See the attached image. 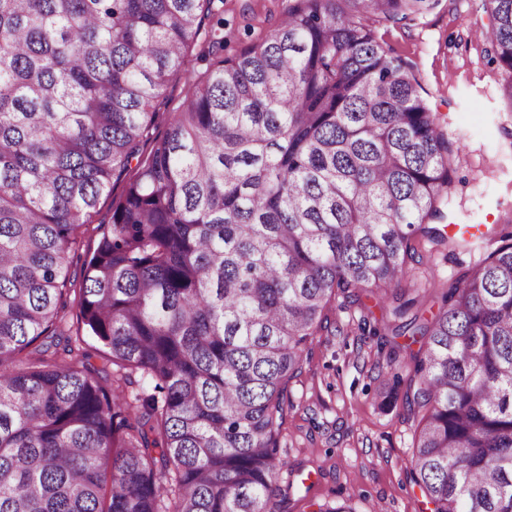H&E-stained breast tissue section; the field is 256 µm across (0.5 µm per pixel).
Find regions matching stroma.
<instances>
[{
    "label": "stroma",
    "mask_w": 512,
    "mask_h": 512,
    "mask_svg": "<svg viewBox=\"0 0 512 512\" xmlns=\"http://www.w3.org/2000/svg\"><path fill=\"white\" fill-rule=\"evenodd\" d=\"M242 0H224V52L232 55L273 28L288 0H251L259 17L245 28ZM485 15L479 0H440L414 20L381 21L372 29L392 56L411 62L432 111L445 121L450 140L463 146L453 163L448 224L512 225V102L502 87L512 74L488 62L484 44L470 31ZM207 64L191 60L165 90L167 105L151 129L163 135L190 84ZM124 181L103 194L78 238V256L92 252L112 215ZM484 239L472 247L421 242V262L413 264L418 284H451L495 248ZM393 323L375 298L365 306L336 297L329 326L313 337L301 374L288 385V407L279 428V454L288 466L279 485L284 512H314L315 505L346 504L354 512H429L411 478L408 459L416 424L402 402L387 392L398 370L390 346L361 334L365 313Z\"/></svg>",
    "instance_id": "stroma-1"
}]
</instances>
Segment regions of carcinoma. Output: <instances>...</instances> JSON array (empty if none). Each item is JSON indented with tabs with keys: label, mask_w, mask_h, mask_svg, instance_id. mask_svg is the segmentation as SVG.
Listing matches in <instances>:
<instances>
[{
	"label": "carcinoma",
	"mask_w": 512,
	"mask_h": 512,
	"mask_svg": "<svg viewBox=\"0 0 512 512\" xmlns=\"http://www.w3.org/2000/svg\"><path fill=\"white\" fill-rule=\"evenodd\" d=\"M438 2L289 0L223 57L224 0H0V512H280L307 343L336 295L389 293L420 344L415 484L431 512H512V232L431 318L406 297L417 236L447 241L425 223L454 144L370 20ZM481 8L512 73V0ZM197 47L215 60L144 157ZM129 171L74 288L82 218Z\"/></svg>",
	"instance_id": "carcinoma-1"
}]
</instances>
